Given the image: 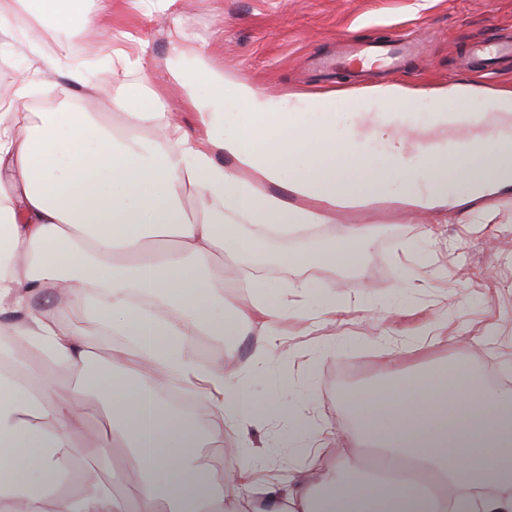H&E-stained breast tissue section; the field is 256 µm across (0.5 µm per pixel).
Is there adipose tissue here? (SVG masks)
<instances>
[{"label": "adipose tissue", "instance_id": "ef3b65f1", "mask_svg": "<svg viewBox=\"0 0 512 512\" xmlns=\"http://www.w3.org/2000/svg\"><path fill=\"white\" fill-rule=\"evenodd\" d=\"M23 12L33 38L22 50L34 52L47 27L100 42L111 66L99 92L144 65L124 49L131 34L112 27V0L93 10L81 0H0L1 37L13 36ZM178 53L195 61L193 73H171L197 115L195 133L163 120L156 98L136 84L115 103V123H100L69 96V85L85 82L78 70L67 84L47 82L63 102L57 110L21 113L22 75L0 95V512H512V392H484L462 358L348 394L361 435L383 461L365 486L327 466L263 485L260 458L218 470L160 396L178 379L213 408L214 438L238 448L260 410L278 411L274 402L258 407L223 362L200 368L187 349L196 335L271 333L285 319L276 290L241 274L253 229L285 236L332 224L337 211L388 202L398 181L399 205L438 215L512 194V139L448 147V115L471 110L475 85L427 90L435 148L419 156L413 129L389 113L405 104L403 90L380 91V113L353 101L340 140L323 96L302 98L292 119L250 81L214 70L200 48ZM198 81L208 84V100L194 95ZM228 89L244 106L232 135L216 131L212 111ZM305 112L322 113V123L298 122ZM145 127L159 128L155 146L140 136ZM368 138L385 144L384 160L370 157ZM224 154L234 168L216 163ZM281 183L288 197L266 192ZM189 198L195 210H186ZM370 235L368 225H342L306 261L326 271L352 265ZM52 291L75 318L34 306ZM104 334L117 338L109 371L93 375L89 339ZM56 367L70 375L62 400L53 395ZM92 396L103 400L108 426L78 445L73 435ZM113 446L128 451L136 494L78 490V461L98 464Z\"/></svg>", "mask_w": 512, "mask_h": 512}]
</instances>
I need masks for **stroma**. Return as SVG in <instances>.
<instances>
[{"mask_svg":"<svg viewBox=\"0 0 512 512\" xmlns=\"http://www.w3.org/2000/svg\"><path fill=\"white\" fill-rule=\"evenodd\" d=\"M175 23L205 49L213 67L246 78L271 98L292 104L307 94L324 96L336 114L340 137L350 130L352 101L374 85L414 89L397 112L413 123L423 148L431 133L421 89L451 80L512 87V57L497 60L490 71L467 58L476 42L496 34L512 36V0H179L174 18L161 13L155 0H112L113 28L147 44L145 69L130 81L141 84L146 95L159 97L169 119L190 131L196 114L169 89L170 69L194 66L192 58L170 49L167 32ZM404 36L413 47L397 73L340 63L347 51ZM25 37L20 27L13 38L0 42V55L9 59L0 64V90H12L17 71L30 68L31 90L21 100L26 111L59 108V100L41 93L47 78L64 80L73 68L91 78L100 70V49L67 32L48 33L42 46L48 54L55 43L69 42L57 71L50 75L31 69L32 55L15 51ZM495 209V223L478 224L464 214L433 237L428 234L431 219L422 210L384 203L337 212V224L369 225L370 243L354 265L332 273L306 270L309 288L303 296L286 288L296 274L290 262L315 248L318 234L264 239L263 247L277 257L266 278L281 286L282 302L297 308L332 295L344 313L334 321L314 317L303 325L286 324L261 365L253 358L256 335H198L190 341L192 356L205 367L219 353L232 351L230 368L247 375L259 399H275L282 407L250 428L241 461L275 457L287 462L289 472L302 470L288 410L333 433H348L357 427L348 390L433 362L467 357L476 371L501 376V389L512 390V206L499 202ZM441 325L453 340L432 344L429 330ZM484 334L489 342L472 345V338Z\"/></svg>","mask_w":512,"mask_h":512,"instance_id":"obj_1","label":"stroma"}]
</instances>
